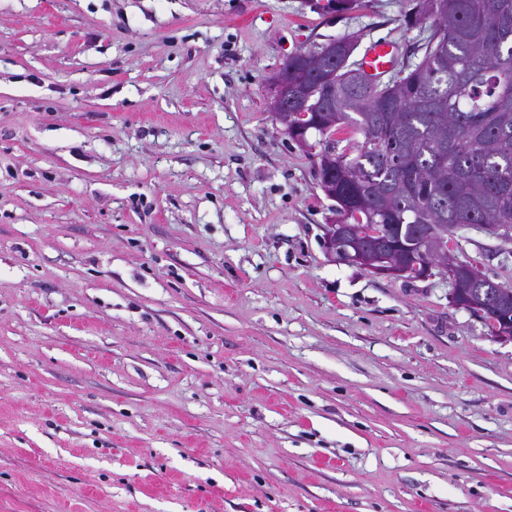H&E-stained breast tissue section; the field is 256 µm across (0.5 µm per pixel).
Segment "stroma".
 Returning <instances> with one entry per match:
<instances>
[{"instance_id": "35a3bbf8", "label": "stroma", "mask_w": 512, "mask_h": 512, "mask_svg": "<svg viewBox=\"0 0 512 512\" xmlns=\"http://www.w3.org/2000/svg\"><path fill=\"white\" fill-rule=\"evenodd\" d=\"M326 2L0 0V512H512V339L330 261L272 119L289 56L424 36Z\"/></svg>"}]
</instances>
